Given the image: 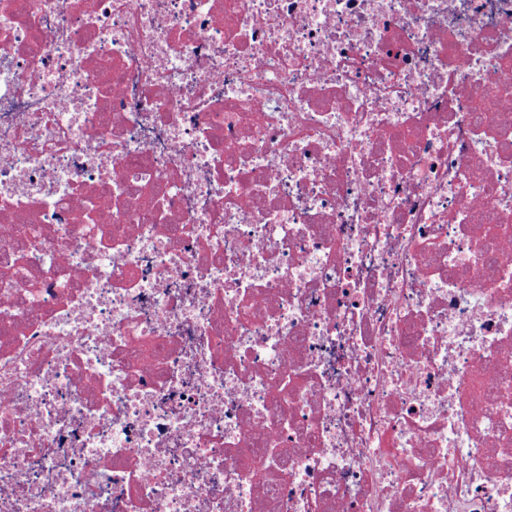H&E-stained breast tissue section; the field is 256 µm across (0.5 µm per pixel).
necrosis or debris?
<instances>
[{
  "label": "necrosis or debris",
  "mask_w": 512,
  "mask_h": 512,
  "mask_svg": "<svg viewBox=\"0 0 512 512\" xmlns=\"http://www.w3.org/2000/svg\"><path fill=\"white\" fill-rule=\"evenodd\" d=\"M510 155L512 0H0V512H512Z\"/></svg>",
  "instance_id": "necrosis-or-debris-1"
}]
</instances>
